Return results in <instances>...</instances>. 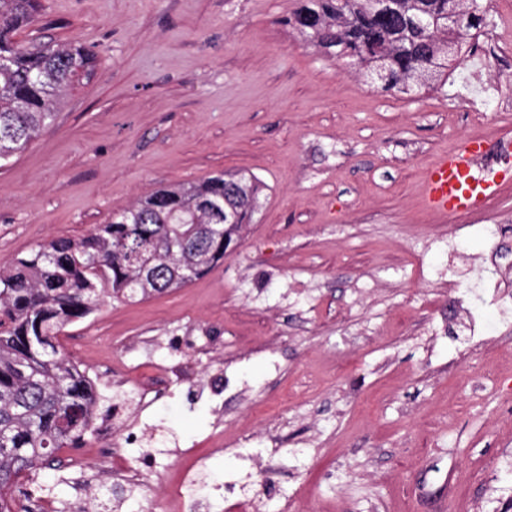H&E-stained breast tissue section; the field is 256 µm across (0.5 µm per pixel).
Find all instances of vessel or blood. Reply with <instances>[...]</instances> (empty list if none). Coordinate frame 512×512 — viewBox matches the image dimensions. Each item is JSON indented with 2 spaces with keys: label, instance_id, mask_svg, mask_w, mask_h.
<instances>
[{
  "label": "vessel or blood",
  "instance_id": "obj_1",
  "mask_svg": "<svg viewBox=\"0 0 512 512\" xmlns=\"http://www.w3.org/2000/svg\"><path fill=\"white\" fill-rule=\"evenodd\" d=\"M482 156L481 142L474 141L431 166L424 182V197L431 211L478 214L512 187V163L485 165Z\"/></svg>",
  "mask_w": 512,
  "mask_h": 512
}]
</instances>
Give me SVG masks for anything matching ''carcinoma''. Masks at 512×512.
Returning <instances> with one entry per match:
<instances>
[{"instance_id":"obj_1","label":"carcinoma","mask_w":512,"mask_h":512,"mask_svg":"<svg viewBox=\"0 0 512 512\" xmlns=\"http://www.w3.org/2000/svg\"><path fill=\"white\" fill-rule=\"evenodd\" d=\"M39 14L40 0H0V161L22 152L53 121L61 93L92 71L94 55L80 46L15 40ZM289 25L367 75L383 68L382 87L407 94L445 76L448 45L463 48L486 18L478 0H393L388 16L373 0H307ZM262 191L246 173L157 188L88 234L0 267V512H31V498L15 496L21 478L93 426L94 384L60 353V332L106 295L144 299L205 274L253 223ZM210 204L234 226L217 222Z\"/></svg>"}]
</instances>
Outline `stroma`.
<instances>
[{"label":"stroma","mask_w":512,"mask_h":512,"mask_svg":"<svg viewBox=\"0 0 512 512\" xmlns=\"http://www.w3.org/2000/svg\"><path fill=\"white\" fill-rule=\"evenodd\" d=\"M303 0H41L43 42L82 45L95 67L59 100L57 119L0 165V266L77 238L153 189L218 173L264 185L248 233L189 285L142 300L104 298L57 337L101 378L141 360L142 336L172 341L194 381L223 379L224 406L192 383L149 408L143 448L177 484L176 449L204 466L187 485L222 512L224 485L266 491V512H512V404L484 371L512 378V318L475 295L481 343L457 296L493 241L512 240V189L482 213L441 216L423 202L428 167L473 140L512 138V55L484 68L452 58L435 88L365 82L289 30ZM471 45L512 47V0H479ZM455 292L438 282L447 273ZM230 451L213 454V439ZM87 433L85 465L37 470L58 512L94 494L112 507Z\"/></svg>","instance_id":"obj_1"}]
</instances>
